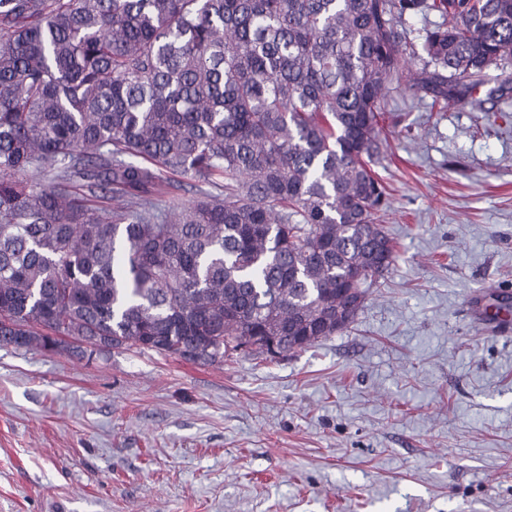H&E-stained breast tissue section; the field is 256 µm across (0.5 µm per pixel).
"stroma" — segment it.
I'll return each instance as SVG.
<instances>
[{"mask_svg":"<svg viewBox=\"0 0 512 512\" xmlns=\"http://www.w3.org/2000/svg\"><path fill=\"white\" fill-rule=\"evenodd\" d=\"M396 243L347 329L280 361L0 347V512H512V96L392 83Z\"/></svg>","mask_w":512,"mask_h":512,"instance_id":"obj_1","label":"stroma"}]
</instances>
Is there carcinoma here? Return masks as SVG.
Listing matches in <instances>:
<instances>
[{
  "mask_svg": "<svg viewBox=\"0 0 512 512\" xmlns=\"http://www.w3.org/2000/svg\"><path fill=\"white\" fill-rule=\"evenodd\" d=\"M480 100L512 0H0V346L286 357L348 327L388 84ZM181 175L217 190L157 198ZM442 20L440 12L431 10L426 13L406 17L404 27L407 29L409 37L414 39L419 31H422L424 28L433 27L441 23Z\"/></svg>",
  "mask_w": 512,
  "mask_h": 512,
  "instance_id": "obj_1",
  "label": "carcinoma"
}]
</instances>
